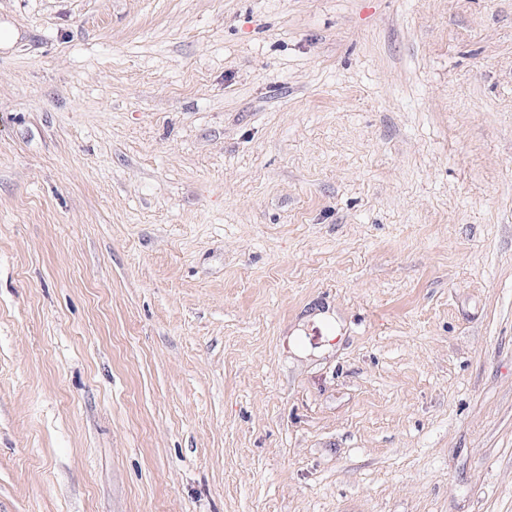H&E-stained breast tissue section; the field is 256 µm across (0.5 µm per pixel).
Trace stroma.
<instances>
[{
  "mask_svg": "<svg viewBox=\"0 0 512 512\" xmlns=\"http://www.w3.org/2000/svg\"><path fill=\"white\" fill-rule=\"evenodd\" d=\"M0 25V512H512V0Z\"/></svg>",
  "mask_w": 512,
  "mask_h": 512,
  "instance_id": "35a3bbf8",
  "label": "stroma"
}]
</instances>
